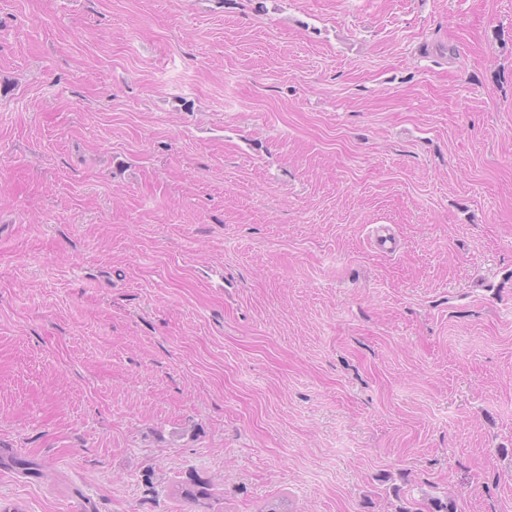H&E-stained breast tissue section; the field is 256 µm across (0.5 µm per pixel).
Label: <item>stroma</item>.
Here are the masks:
<instances>
[{
    "mask_svg": "<svg viewBox=\"0 0 512 512\" xmlns=\"http://www.w3.org/2000/svg\"><path fill=\"white\" fill-rule=\"evenodd\" d=\"M0 448V512H512V0H0ZM0 467L16 471L24 476L37 477L40 474V465L33 459L14 453L4 454L2 450H0Z\"/></svg>",
    "mask_w": 512,
    "mask_h": 512,
    "instance_id": "obj_1",
    "label": "stroma"
}]
</instances>
